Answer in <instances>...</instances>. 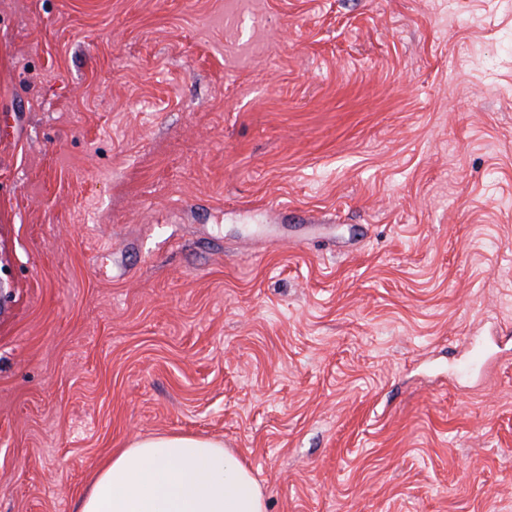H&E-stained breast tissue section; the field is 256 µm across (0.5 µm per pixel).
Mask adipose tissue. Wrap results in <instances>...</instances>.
I'll return each mask as SVG.
<instances>
[{
  "mask_svg": "<svg viewBox=\"0 0 512 512\" xmlns=\"http://www.w3.org/2000/svg\"><path fill=\"white\" fill-rule=\"evenodd\" d=\"M76 512H267L250 468L223 443L148 436L113 454Z\"/></svg>",
  "mask_w": 512,
  "mask_h": 512,
  "instance_id": "adipose-tissue-1",
  "label": "adipose tissue"
}]
</instances>
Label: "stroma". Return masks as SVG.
Segmentation results:
<instances>
[{
    "label": "stroma",
    "instance_id": "35a3bbf8",
    "mask_svg": "<svg viewBox=\"0 0 512 512\" xmlns=\"http://www.w3.org/2000/svg\"><path fill=\"white\" fill-rule=\"evenodd\" d=\"M2 114L0 512H512V0H0ZM76 512H267L250 468L224 444L178 433L122 448L94 475Z\"/></svg>",
    "mask_w": 512,
    "mask_h": 512
}]
</instances>
